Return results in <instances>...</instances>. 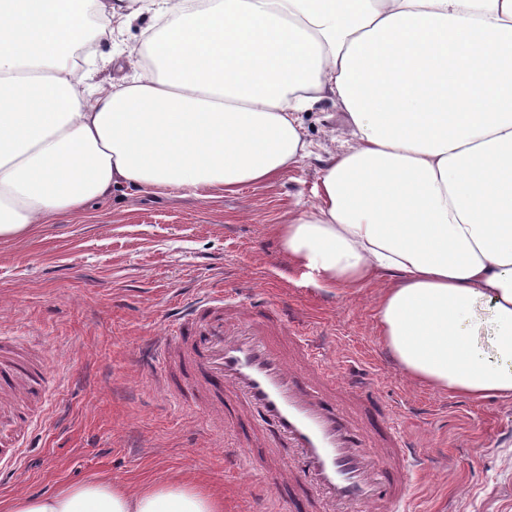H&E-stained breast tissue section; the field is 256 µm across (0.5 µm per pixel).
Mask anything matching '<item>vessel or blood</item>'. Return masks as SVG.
I'll return each mask as SVG.
<instances>
[{
    "mask_svg": "<svg viewBox=\"0 0 512 512\" xmlns=\"http://www.w3.org/2000/svg\"><path fill=\"white\" fill-rule=\"evenodd\" d=\"M170 322L158 356L178 369L165 372V389L215 431L239 436L241 447L273 449L264 486L274 500L289 512H406L417 471L372 385L343 381L321 348L267 303L246 314L212 291L178 308ZM44 376V365L0 341V396L16 399L0 405V414L26 421L25 403L38 397ZM241 411L258 415L267 432L245 431ZM23 455L21 441H1L0 472Z\"/></svg>",
    "mask_w": 512,
    "mask_h": 512,
    "instance_id": "1",
    "label": "vessel or blood"
}]
</instances>
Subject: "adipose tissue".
<instances>
[{
  "label": "adipose tissue",
  "instance_id": "obj_1",
  "mask_svg": "<svg viewBox=\"0 0 512 512\" xmlns=\"http://www.w3.org/2000/svg\"><path fill=\"white\" fill-rule=\"evenodd\" d=\"M133 0H0V240L114 189L201 196L311 153L333 103L345 148L317 205L278 225L318 287H377L381 337L434 391L512 401V0H147L149 62L96 95L76 47ZM0 512H224L186 479L107 478Z\"/></svg>",
  "mask_w": 512,
  "mask_h": 512
}]
</instances>
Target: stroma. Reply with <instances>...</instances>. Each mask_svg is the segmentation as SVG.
<instances>
[{
  "label": "stroma",
  "instance_id": "1",
  "mask_svg": "<svg viewBox=\"0 0 512 512\" xmlns=\"http://www.w3.org/2000/svg\"><path fill=\"white\" fill-rule=\"evenodd\" d=\"M152 13L114 30L101 86L127 76V46L153 29ZM341 113L303 116L312 154L277 179L208 198L116 193L44 224L31 239L0 242V336L38 357L55 384L36 425L0 421L26 450L0 500L109 477H190L224 512H270L260 490L265 448L222 446L154 381L142 356L173 309L210 289L244 306L273 303L327 350L343 373L373 384L412 444L419 466L411 512H512V403L449 396L410 382L385 349L376 291L317 288L294 269L274 227L316 201L320 169L340 152Z\"/></svg>",
  "mask_w": 512,
  "mask_h": 512
}]
</instances>
